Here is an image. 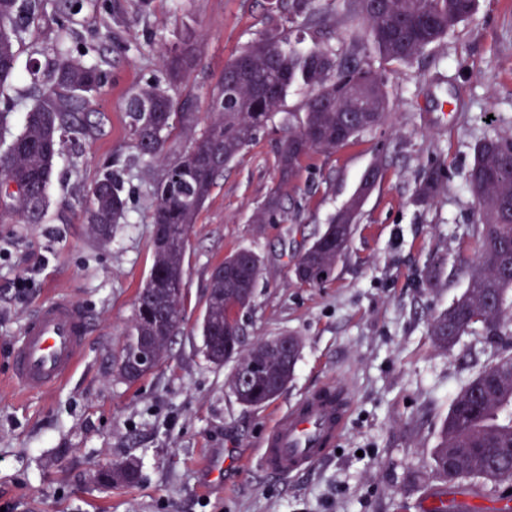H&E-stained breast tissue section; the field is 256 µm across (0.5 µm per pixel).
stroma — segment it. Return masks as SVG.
Here are the masks:
<instances>
[{
    "mask_svg": "<svg viewBox=\"0 0 512 512\" xmlns=\"http://www.w3.org/2000/svg\"><path fill=\"white\" fill-rule=\"evenodd\" d=\"M288 15L281 0H99L78 16L95 42L106 80L89 99L91 133L57 158L44 220L0 215V506L9 512H426L439 483L421 487L454 395L493 364L502 346L481 333L448 349L428 335L431 317L465 290L477 246L478 213L467 176L476 144L512 135V0H478L460 23L415 62L386 68L390 116L353 142L314 154L281 185L277 155L289 116L307 91L294 86L284 107L225 167L189 235L186 318L166 361L136 382L118 373L136 297L152 265L151 181L126 103L191 43L196 62L172 94L206 115L224 66ZM361 19L328 13L290 44L344 58L360 52ZM55 0H44L18 45L10 93L17 108L0 122V141L23 128L34 67L53 56ZM448 170L430 203L415 190L432 164ZM380 165L346 257L323 285H300L296 256ZM122 182L125 223L107 240L86 224L87 190L104 169ZM279 193L284 218L255 216ZM249 249L262 258L253 301L238 315L245 343L294 336L300 349L284 390L259 408L239 403L231 364L205 356L200 322L212 268ZM29 282L16 297L18 280ZM56 295L84 307L89 335L74 375L41 393L9 381L14 342L25 321ZM337 384L351 412L335 451L292 477L268 473L261 445L275 410ZM224 457V480L204 486L207 455ZM123 460L135 484L106 487L96 474Z\"/></svg>",
    "mask_w": 512,
    "mask_h": 512,
    "instance_id": "35a3bbf8",
    "label": "stroma"
}]
</instances>
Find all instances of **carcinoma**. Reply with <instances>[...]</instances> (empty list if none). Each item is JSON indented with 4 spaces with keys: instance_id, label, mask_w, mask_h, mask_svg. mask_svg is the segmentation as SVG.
Here are the masks:
<instances>
[{
    "instance_id": "obj_1",
    "label": "carcinoma",
    "mask_w": 512,
    "mask_h": 512,
    "mask_svg": "<svg viewBox=\"0 0 512 512\" xmlns=\"http://www.w3.org/2000/svg\"><path fill=\"white\" fill-rule=\"evenodd\" d=\"M41 2L0 0V102L6 112L15 106L4 86L15 75L16 45ZM80 2L59 0L58 23L64 37L36 89L22 131L0 151L5 157L0 210L18 217L43 214L63 147L62 133L68 128L84 132L80 114L86 110L87 95L98 90L104 78L95 46L72 28ZM315 2L290 0L288 23H319ZM372 2L342 0L344 11L361 16L365 23L362 55L343 62L323 48L286 50L285 28L267 30L226 63L224 81L210 95L209 115L201 130L198 113L178 108L169 94L196 60L190 44L128 99L126 112L139 155L150 161L169 153L172 160L152 184L153 265L138 293L123 350L132 349L159 362L165 359L185 319L184 263L192 226L224 166L282 110L290 86L304 85L308 97L299 126H288L278 153L283 184L298 174L311 154L330 152L362 133L356 125L359 112L372 107L378 110L375 124L386 121V75L373 67L374 61L410 63L469 19L477 6V0H378L376 6ZM244 57L247 65L243 67ZM447 181L443 168L430 169L417 186V200L430 202ZM468 182L479 212L480 247L462 296L430 321L433 343L445 349L478 328L487 336H504L512 329V136L488 137L476 145ZM88 195L84 218L97 236L107 239L112 227L126 218L120 182L107 170ZM280 213V199L274 195L257 223L274 222ZM353 230L345 212H339L296 257L297 281L313 286L327 282L346 254ZM260 263L256 253L242 249L212 269L201 323L206 357L217 365L234 361L230 384L248 407L273 400L288 384L296 364L285 361L271 339L242 348L237 314L251 305ZM429 476L458 493L477 487L480 480L489 483L490 494L506 502L500 512H512L511 352L454 396L441 423ZM138 477L133 461L118 462L102 472L101 484L131 485Z\"/></svg>"
}]
</instances>
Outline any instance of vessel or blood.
Wrapping results in <instances>:
<instances>
[{
	"instance_id": "vessel-or-blood-1",
	"label": "vessel or blood",
	"mask_w": 512,
	"mask_h": 512,
	"mask_svg": "<svg viewBox=\"0 0 512 512\" xmlns=\"http://www.w3.org/2000/svg\"><path fill=\"white\" fill-rule=\"evenodd\" d=\"M84 308L69 297L40 304L18 336L11 376L28 391H42L66 380L75 370L88 337ZM350 402L334 387L276 412L262 450L269 473L297 475L319 462L345 428Z\"/></svg>"
}]
</instances>
